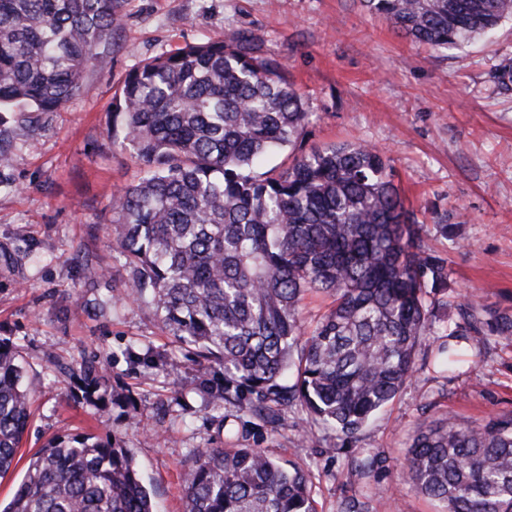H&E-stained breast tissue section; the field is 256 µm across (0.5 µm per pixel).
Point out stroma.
<instances>
[{
	"label": "stroma",
	"instance_id": "35a3bbf8",
	"mask_svg": "<svg viewBox=\"0 0 512 512\" xmlns=\"http://www.w3.org/2000/svg\"><path fill=\"white\" fill-rule=\"evenodd\" d=\"M112 47L89 68L79 94L58 111L0 116V338L11 341L31 387V420L11 476L8 502L31 456L60 435L93 434L129 448L156 512H183L182 473L192 451L257 448L308 470L317 512L345 501L367 512H441L403 474L413 432L454 414L475 422L512 414V338L492 336L466 353L464 368L434 364L455 305L435 310L399 395L356 438L323 426L300 436L299 408L278 427L236 405L212 409L207 390L224 369L199 365L167 336L151 305L119 299L126 277L112 248L113 193L134 183L141 163L113 150L110 109L128 72L176 48L246 32L284 63L312 122L295 154L344 141L376 147L422 224L421 244L450 271L449 295L476 292L485 310L512 309V90L489 82L512 58V23L462 51L437 53L399 37L360 0H122ZM457 225L447 239L438 222ZM102 269L88 281V267ZM95 358L129 402L99 411L73 394L63 366ZM180 363L176 377L162 368ZM373 458L370 473L360 460Z\"/></svg>",
	"mask_w": 512,
	"mask_h": 512
}]
</instances>
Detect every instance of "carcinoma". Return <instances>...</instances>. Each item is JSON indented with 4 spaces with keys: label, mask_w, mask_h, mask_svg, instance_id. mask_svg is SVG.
Masks as SVG:
<instances>
[{
    "label": "carcinoma",
    "mask_w": 512,
    "mask_h": 512,
    "mask_svg": "<svg viewBox=\"0 0 512 512\" xmlns=\"http://www.w3.org/2000/svg\"><path fill=\"white\" fill-rule=\"evenodd\" d=\"M403 36L462 50L512 20V0H364ZM121 0H0V112H56L112 45ZM512 89V60L492 70ZM312 113L284 65L248 36L187 45L130 71L112 105L115 146L143 164L112 195L123 294L148 301L196 361L224 366L209 403L266 423L299 406L342 440L356 435L415 369L432 307L448 293L444 260L394 184L390 160L341 142L256 173L293 145ZM332 298L312 327L300 304ZM436 364H463L459 343L512 337V310L483 318L465 295ZM85 402L127 397L91 361L67 368ZM31 416L29 385L0 339V480L14 469ZM184 470V512H316L308 475L257 448H197ZM404 475L444 512H512V414L455 416L411 439ZM0 512H154L130 450L90 434L57 437L30 458Z\"/></svg>",
    "instance_id": "obj_1"
}]
</instances>
